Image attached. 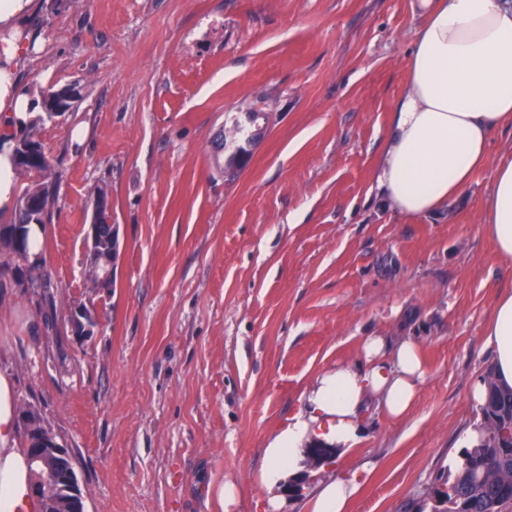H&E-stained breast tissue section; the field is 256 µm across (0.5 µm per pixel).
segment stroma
<instances>
[{"instance_id": "35a3bbf8", "label": "stroma", "mask_w": 512, "mask_h": 512, "mask_svg": "<svg viewBox=\"0 0 512 512\" xmlns=\"http://www.w3.org/2000/svg\"><path fill=\"white\" fill-rule=\"evenodd\" d=\"M420 24L411 0H37L20 79L83 92L38 132L60 173L48 287L19 286L0 248V373L70 449L85 512H309V489L262 484L265 450L314 377L376 335L419 345L416 403L369 408L358 446L317 474L370 463L348 512H433L512 291V260L478 230L512 130L443 210L388 209L374 174ZM255 111L266 131L229 176L212 141ZM100 187L108 290L86 282ZM78 308L92 335L74 334Z\"/></svg>"}]
</instances>
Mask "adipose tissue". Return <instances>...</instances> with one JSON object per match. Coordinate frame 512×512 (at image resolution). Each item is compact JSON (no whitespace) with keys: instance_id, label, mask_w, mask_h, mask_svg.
Returning <instances> with one entry per match:
<instances>
[{"instance_id":"obj_1","label":"adipose tissue","mask_w":512,"mask_h":512,"mask_svg":"<svg viewBox=\"0 0 512 512\" xmlns=\"http://www.w3.org/2000/svg\"><path fill=\"white\" fill-rule=\"evenodd\" d=\"M412 8L424 23L375 174L379 196L407 218L436 213L458 196L485 166L493 133L512 127V0H412ZM34 9L35 0H0V116L16 128L35 114L18 75L31 48L24 23ZM480 229L500 256L512 257V154L495 169ZM484 335L497 382L512 387V292L498 297ZM426 375L413 340L392 346L384 337H365L360 364L313 380L304 409L265 450L263 482L298 476L312 441L352 448L369 405L404 415ZM16 432L15 384L0 374V512L30 510L32 472L14 446ZM359 490L354 477L321 481L311 512H347Z\"/></svg>"}]
</instances>
